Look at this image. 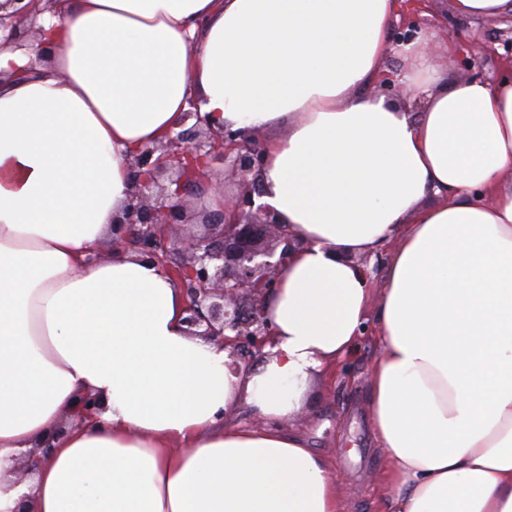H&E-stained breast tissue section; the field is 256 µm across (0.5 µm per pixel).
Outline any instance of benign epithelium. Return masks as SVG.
<instances>
[{"mask_svg": "<svg viewBox=\"0 0 512 512\" xmlns=\"http://www.w3.org/2000/svg\"><path fill=\"white\" fill-rule=\"evenodd\" d=\"M60 0H3L0 3V47L37 46L27 71L46 61L50 49L39 16L56 12ZM221 159L251 192L224 200V210L207 224L215 232L178 240L168 229L185 221V187L202 183L212 162ZM264 152L246 130L214 131L199 109L182 113L164 139L140 147L131 157L129 203L112 228V250H133L141 260L170 273L166 257L174 252L187 262L176 272L188 298L185 323L189 334L230 349L235 368L242 350L259 355L271 343L272 329L264 316V297L276 287V275L298 242L277 214L256 204ZM174 172V191L159 177ZM284 244L279 257L263 245L266 237Z\"/></svg>", "mask_w": 512, "mask_h": 512, "instance_id": "obj_1", "label": "benign epithelium"}]
</instances>
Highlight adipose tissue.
Returning a JSON list of instances; mask_svg holds the SVG:
<instances>
[{
  "instance_id": "adipose-tissue-1",
  "label": "adipose tissue",
  "mask_w": 512,
  "mask_h": 512,
  "mask_svg": "<svg viewBox=\"0 0 512 512\" xmlns=\"http://www.w3.org/2000/svg\"><path fill=\"white\" fill-rule=\"evenodd\" d=\"M396 0H62L50 64L0 81V512H342L292 421L352 355L396 247L367 386L391 512H512V75L448 80ZM418 115L369 88L387 52ZM196 99L278 130L260 204L298 242L265 300L273 343L233 370L186 298L98 256L128 165ZM105 404L75 417L80 396ZM264 421L246 427L226 412ZM76 418V417H75ZM28 459L30 475L14 472Z\"/></svg>"
}]
</instances>
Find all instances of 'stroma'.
<instances>
[{"label":"stroma","instance_id":"obj_1","mask_svg":"<svg viewBox=\"0 0 512 512\" xmlns=\"http://www.w3.org/2000/svg\"><path fill=\"white\" fill-rule=\"evenodd\" d=\"M448 8L449 0H423L418 12L401 14L394 30L404 32L414 24L429 26L436 31L438 47L454 45L457 53L448 62L449 80L473 75L490 82L498 80L506 64L504 49L486 41L485 36L506 28V21L457 23L449 20ZM378 355L374 339L364 336L357 351L337 369L326 393L316 397L292 423L310 448L331 460L345 512H385L386 458L368 426L364 400Z\"/></svg>","mask_w":512,"mask_h":512}]
</instances>
